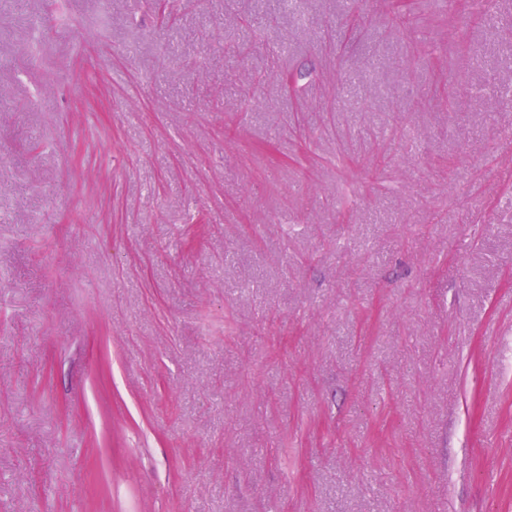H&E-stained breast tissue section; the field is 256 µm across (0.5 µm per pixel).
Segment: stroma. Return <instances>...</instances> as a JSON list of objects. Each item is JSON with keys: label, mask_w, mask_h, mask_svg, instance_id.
Returning <instances> with one entry per match:
<instances>
[{"label": "stroma", "mask_w": 512, "mask_h": 512, "mask_svg": "<svg viewBox=\"0 0 512 512\" xmlns=\"http://www.w3.org/2000/svg\"><path fill=\"white\" fill-rule=\"evenodd\" d=\"M474 6L0 0V512H512Z\"/></svg>", "instance_id": "35a3bbf8"}]
</instances>
